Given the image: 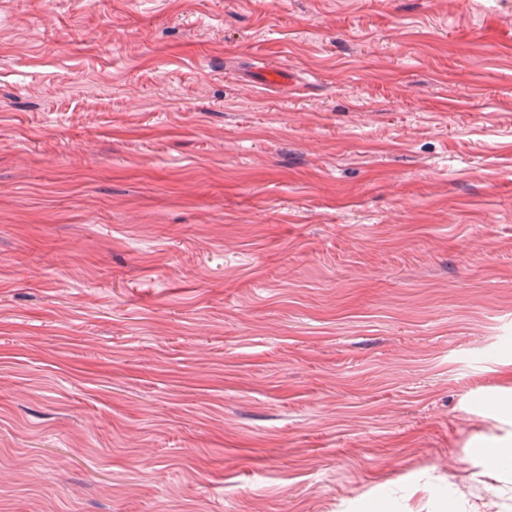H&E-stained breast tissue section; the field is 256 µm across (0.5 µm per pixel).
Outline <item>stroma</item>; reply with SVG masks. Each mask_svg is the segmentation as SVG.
<instances>
[{
	"instance_id": "stroma-1",
	"label": "stroma",
	"mask_w": 512,
	"mask_h": 512,
	"mask_svg": "<svg viewBox=\"0 0 512 512\" xmlns=\"http://www.w3.org/2000/svg\"><path fill=\"white\" fill-rule=\"evenodd\" d=\"M510 390L512 0H0V512H448Z\"/></svg>"
}]
</instances>
